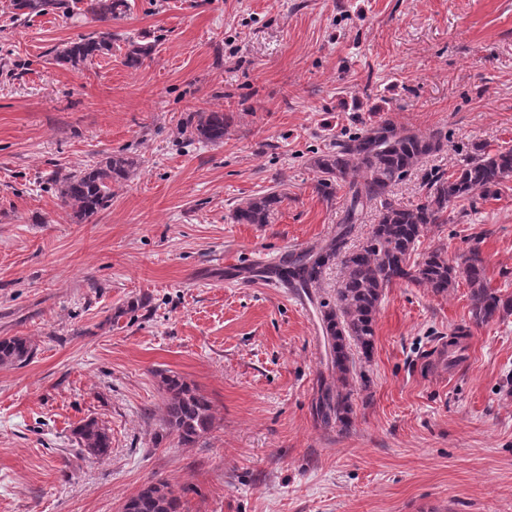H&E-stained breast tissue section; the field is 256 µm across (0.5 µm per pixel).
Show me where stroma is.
<instances>
[{"mask_svg":"<svg viewBox=\"0 0 512 512\" xmlns=\"http://www.w3.org/2000/svg\"><path fill=\"white\" fill-rule=\"evenodd\" d=\"M130 3L108 25H9L0 0V337L35 349L0 365V512H121L156 480L184 512H512V315L475 324L463 283L387 288L342 434L311 410L319 313L255 274L335 235L346 200L317 193L311 160L379 116L447 137L394 186L404 205L431 174L512 147V0ZM107 27L109 55L53 63L55 45ZM128 37L154 46L140 68ZM196 110L223 111V144L185 138ZM115 153L136 170L73 221L51 175ZM271 190L285 199L270 223L233 221ZM476 237L489 288L512 296V178L452 203L417 251L453 260ZM459 326L451 370L434 352ZM160 370L212 404L195 445L163 432ZM89 418L112 435L106 459L74 442Z\"/></svg>","mask_w":512,"mask_h":512,"instance_id":"obj_1","label":"stroma"}]
</instances>
